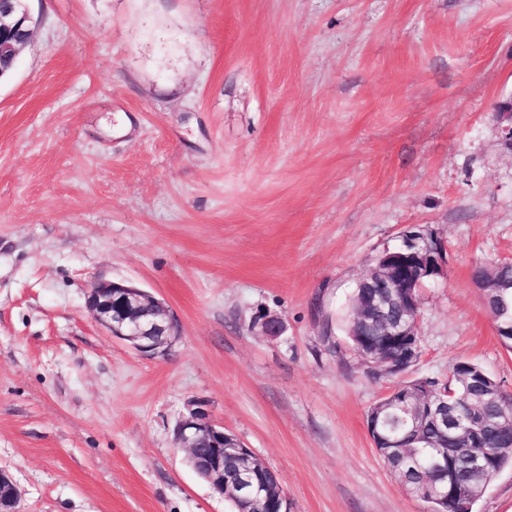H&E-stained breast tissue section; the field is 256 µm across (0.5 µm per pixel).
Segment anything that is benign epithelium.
Returning a JSON list of instances; mask_svg holds the SVG:
<instances>
[{
    "label": "benign epithelium",
    "mask_w": 512,
    "mask_h": 512,
    "mask_svg": "<svg viewBox=\"0 0 512 512\" xmlns=\"http://www.w3.org/2000/svg\"><path fill=\"white\" fill-rule=\"evenodd\" d=\"M503 137L512 145V96L496 105ZM445 258L443 252L428 247L419 248L413 240H405L399 249H387L379 255L360 279L370 289L362 299L356 325L371 321L386 337L382 348L360 342L358 354L375 370L399 374L415 363L420 354V288L423 278L440 276ZM482 292L490 313L505 305L504 292L497 288L494 271L474 281ZM87 305L98 323L110 336L126 342L148 357L168 353L178 338V326L164 302L140 288L124 282H98L89 291ZM258 334L271 339L282 336L285 325L281 317L264 314L257 320ZM478 380L459 377L457 389L435 396V392L418 383L394 387L375 403L367 415V431L372 443L399 442L402 431L411 429L424 437L432 426L444 436L468 442H479L484 430L495 424L512 439V411L501 409L490 422L473 410L470 388ZM179 447L185 449L189 463L197 474L214 490L228 499L232 512H267L273 501L285 500L281 485H270L260 479L268 466L238 437H229L224 427L217 425L202 409L183 418L176 430ZM230 447L237 458V470H224V449ZM491 448L476 450L467 460L466 471L474 476L483 473ZM436 465L447 480L448 498L462 506L472 493L471 484L462 478L460 470L448 469V456L441 455ZM18 489L0 469V512H17Z\"/></svg>",
    "instance_id": "obj_1"
}]
</instances>
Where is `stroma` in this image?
Wrapping results in <instances>:
<instances>
[{
    "label": "stroma",
    "mask_w": 512,
    "mask_h": 512,
    "mask_svg": "<svg viewBox=\"0 0 512 512\" xmlns=\"http://www.w3.org/2000/svg\"><path fill=\"white\" fill-rule=\"evenodd\" d=\"M0 82V469L20 512H231L175 439L202 408L288 512H429L369 409L483 365L512 398L474 266L512 260V0H28ZM125 122L114 128L115 114ZM415 231L441 241L421 353L376 377L353 288ZM125 281L181 336L140 355L87 308ZM283 318V336L254 321Z\"/></svg>",
    "instance_id": "1"
}]
</instances>
